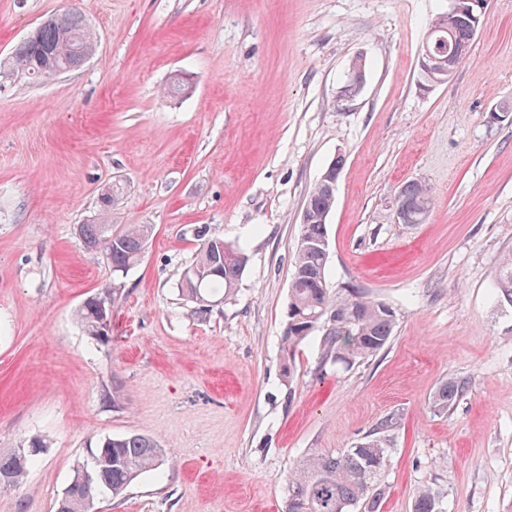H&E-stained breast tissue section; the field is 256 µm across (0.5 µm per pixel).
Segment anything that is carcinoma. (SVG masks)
<instances>
[{
    "label": "carcinoma",
    "instance_id": "1",
    "mask_svg": "<svg viewBox=\"0 0 512 512\" xmlns=\"http://www.w3.org/2000/svg\"><path fill=\"white\" fill-rule=\"evenodd\" d=\"M471 18L460 15L453 23L438 15L430 27L429 47L440 58L453 59L472 45ZM95 49V40L83 17L64 10L43 21L15 50L14 71L32 79L50 80L77 67ZM411 209L407 224H419L432 207L428 189L421 183H405ZM336 190L326 180L317 182L306 205L307 222L301 225V241L294 259L289 288L288 316L282 336L283 352L291 357L309 337L319 336L318 369L329 364H351L379 353L390 342L397 323L394 308L381 298L342 288L328 287L325 271L328 257L323 242L328 240L327 219L335 204ZM149 224H125L112 230L110 224H82L79 237L90 249L101 251L112 266V284L87 298L77 310L85 332L97 340L105 338L96 318L95 300L114 298L121 289L118 279L140 259L149 236ZM247 263L246 254L233 245L211 239L200 247L185 269L181 287L207 311L209 297L222 291L232 296ZM498 290L512 304V258L501 262ZM465 390V383L449 381L441 385L435 406L450 408ZM388 436H367L337 455H314L289 472L283 512H350L361 505L364 512H380L384 488L380 475L389 453ZM164 448L148 436L130 434L107 437L92 456L90 465L78 468L60 503L64 512H89L95 495L108 492L117 497L140 475L162 465ZM34 457L14 453L0 457V483H19ZM94 474L90 489L80 485L84 473ZM442 492L434 487L417 490L412 512H441Z\"/></svg>",
    "mask_w": 512,
    "mask_h": 512
}]
</instances>
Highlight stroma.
<instances>
[{
  "label": "stroma",
  "instance_id": "1",
  "mask_svg": "<svg viewBox=\"0 0 512 512\" xmlns=\"http://www.w3.org/2000/svg\"><path fill=\"white\" fill-rule=\"evenodd\" d=\"M449 0H0V456L40 440L0 512H55L107 437L142 434L163 464L92 512H282L294 465L393 419L380 512L435 485L444 512H512V0H490L470 54L422 87L430 21ZM98 38L49 81L11 71L44 18ZM361 91L339 96L355 58ZM183 93H169L172 82ZM326 281L396 310L387 347L318 370L286 357L301 214L334 160ZM418 181L421 224L394 199ZM112 208L100 212L104 190ZM148 224L109 339L75 318L111 283L80 224ZM211 238L248 257L206 315L182 273ZM463 380L454 405L438 388ZM405 193L411 201V209L405 217V224H421V218L427 217L432 207V198L428 189L416 181L403 184ZM464 390L465 383L460 381H449L441 385L434 396L435 406L441 410H447Z\"/></svg>",
  "mask_w": 512,
  "mask_h": 512
}]
</instances>
